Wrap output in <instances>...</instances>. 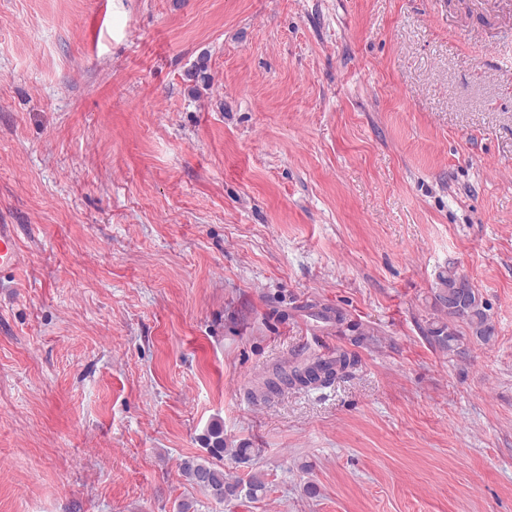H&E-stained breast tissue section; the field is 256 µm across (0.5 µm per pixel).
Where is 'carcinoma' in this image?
I'll use <instances>...</instances> for the list:
<instances>
[{
	"label": "carcinoma",
	"instance_id": "carcinoma-1",
	"mask_svg": "<svg viewBox=\"0 0 512 512\" xmlns=\"http://www.w3.org/2000/svg\"><path fill=\"white\" fill-rule=\"evenodd\" d=\"M451 271L452 268L448 267L438 274L433 307L442 318L430 323L428 333L441 348L454 352L460 349L461 336L451 327V323L465 324L470 334L483 342L490 341L494 329L488 314L489 307L479 291L464 285L457 286ZM353 365L355 359L343 353L330 361L318 360L289 374L281 373L277 375V380L268 381L267 386L274 391L281 382L302 386L329 384ZM202 440L207 456L182 463L181 471L186 481L218 503L242 497L257 501L264 496L266 483L261 475L253 473L243 480L224 469V457L228 456L238 464H246L255 455V449L224 447V425L219 421L209 424Z\"/></svg>",
	"mask_w": 512,
	"mask_h": 512
}]
</instances>
